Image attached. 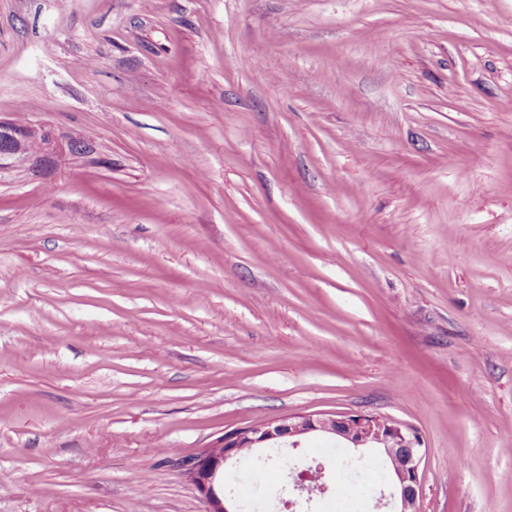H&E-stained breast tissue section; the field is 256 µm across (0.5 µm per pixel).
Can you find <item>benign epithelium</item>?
Masks as SVG:
<instances>
[{"instance_id": "1", "label": "benign epithelium", "mask_w": 512, "mask_h": 512, "mask_svg": "<svg viewBox=\"0 0 512 512\" xmlns=\"http://www.w3.org/2000/svg\"><path fill=\"white\" fill-rule=\"evenodd\" d=\"M37 139L30 127L0 121V171L26 160L30 143ZM376 418L362 413H301L234 428L185 459L183 473L202 496L205 512H239V506L224 496V472L238 461V449L278 448L284 443L297 448L301 441L322 435L346 448H369L380 454L393 475L395 512H421L422 446L395 420L386 417L379 426Z\"/></svg>"}]
</instances>
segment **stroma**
Wrapping results in <instances>:
<instances>
[{"label": "stroma", "instance_id": "stroma-1", "mask_svg": "<svg viewBox=\"0 0 512 512\" xmlns=\"http://www.w3.org/2000/svg\"><path fill=\"white\" fill-rule=\"evenodd\" d=\"M0 119L61 146L0 172V512H204L182 459L311 412L512 512V0H0Z\"/></svg>", "mask_w": 512, "mask_h": 512}]
</instances>
